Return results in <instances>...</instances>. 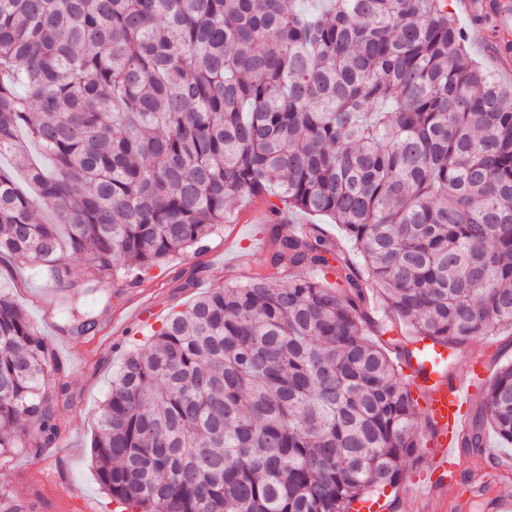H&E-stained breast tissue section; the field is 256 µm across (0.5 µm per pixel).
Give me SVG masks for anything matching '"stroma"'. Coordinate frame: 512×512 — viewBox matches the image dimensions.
<instances>
[{"instance_id": "35a3bbf8", "label": "stroma", "mask_w": 512, "mask_h": 512, "mask_svg": "<svg viewBox=\"0 0 512 512\" xmlns=\"http://www.w3.org/2000/svg\"><path fill=\"white\" fill-rule=\"evenodd\" d=\"M456 19L467 32L472 60L512 89V70H504L495 57L492 25L461 10ZM265 204L262 198L234 204L229 222L200 249H189L153 267L143 279L115 275L106 284L110 302L96 306V326L88 332L73 330L70 321L64 320L62 292L55 289L53 280L37 275L24 259L0 264V291L13 296L53 345L68 372L70 396L58 413L61 434L52 448L36 456L21 450L0 454V493L24 499L28 512H113L112 500L101 490L91 464L97 415L112 369L127 350L144 345L169 314L184 310L211 289L263 271L267 241L259 234L252 212ZM142 310L149 312L148 320L139 319ZM472 354L486 356L493 370L512 363V332L504 330L493 339L472 341L465 355L456 358L454 375L467 376ZM458 454L459 466L466 474L490 484L487 497L474 503L471 512H494L497 497L512 495V476L499 475L488 460L493 457L512 463V445H504L490 431L484 448H462Z\"/></svg>"}]
</instances>
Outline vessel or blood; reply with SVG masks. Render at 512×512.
<instances>
[{
    "instance_id": "obj_1",
    "label": "vessel or blood",
    "mask_w": 512,
    "mask_h": 512,
    "mask_svg": "<svg viewBox=\"0 0 512 512\" xmlns=\"http://www.w3.org/2000/svg\"><path fill=\"white\" fill-rule=\"evenodd\" d=\"M466 11L475 13L493 10L499 21L500 40L512 37V0H462ZM412 364L422 365L424 377L413 380L422 398L424 416L432 429L426 432L428 466L419 481L427 488L445 492L457 485L461 474L454 463L457 435L464 426L466 406L476 393L475 381L487 380L488 373L482 360H474L468 377L449 375V352L443 345L428 338L416 339L411 345ZM394 498L391 490H384L375 497L355 502L351 512H390Z\"/></svg>"
}]
</instances>
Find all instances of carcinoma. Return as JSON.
I'll use <instances>...</instances> for the list:
<instances>
[{"label":"carcinoma","instance_id":"obj_1","mask_svg":"<svg viewBox=\"0 0 512 512\" xmlns=\"http://www.w3.org/2000/svg\"><path fill=\"white\" fill-rule=\"evenodd\" d=\"M321 2L0 0V256L61 288L83 260L80 330L118 271L201 243L232 200L268 203L265 272L171 314L112 374L92 461L131 512H350L421 447L393 362L409 337L512 331V94L448 0ZM285 209L342 225L354 253L318 224L280 233ZM63 373L0 292L1 450L53 446ZM484 402L460 446L487 428L511 445V363Z\"/></svg>","mask_w":512,"mask_h":512}]
</instances>
